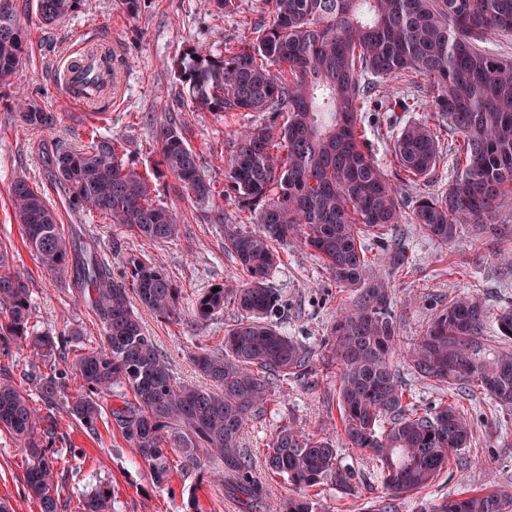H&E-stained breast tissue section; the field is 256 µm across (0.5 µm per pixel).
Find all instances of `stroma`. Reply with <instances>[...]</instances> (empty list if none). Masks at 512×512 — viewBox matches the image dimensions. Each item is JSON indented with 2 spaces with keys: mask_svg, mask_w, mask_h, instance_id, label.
<instances>
[{
  "mask_svg": "<svg viewBox=\"0 0 512 512\" xmlns=\"http://www.w3.org/2000/svg\"><path fill=\"white\" fill-rule=\"evenodd\" d=\"M17 7L29 32V48L16 72L0 80V248L7 251L12 269L27 284L31 322L38 330L77 327L88 341L100 336L96 318L78 298L71 278L49 274L25 246L9 197V185L19 175L44 190L56 209L62 233L93 242L101 256L111 261L114 273H121L128 253L139 250L164 267L182 290L183 316L164 321L146 312L142 315L144 327L176 377L203 384L192 355L199 344L221 343L239 312L228 305L217 319L200 322L190 311L199 293L238 274L235 256L224 248V224L240 221L235 198L225 192V162L234 131L264 123L265 117L260 112L221 113L193 107L171 64L192 47L219 57L226 48L244 45L269 21L268 4L266 0H232L220 10L213 0H139L138 11L129 15L120 9L118 0H84L77 12L49 28L40 24L35 0H17ZM95 44L111 51L116 78L110 95L85 108L66 100L56 75L67 61ZM391 92L411 101L412 110L365 115L370 123L371 155L387 170L393 167L397 131L405 124L433 118L427 106L429 88L400 83ZM21 94L59 116L52 134L27 130L17 122L14 108ZM172 115L181 119L184 139L218 191L215 202L224 214L223 225L203 219L175 179L158 164L153 130ZM91 127L125 140L129 157L148 177L159 203L180 216L185 238L146 246L125 228L86 223L82 215L67 208L63 192L44 162L42 144L50 138L62 148L76 147ZM457 138L454 131H440V160L434 173L420 185L399 186L403 203L451 184ZM394 246L408 257L402 269L387 272L401 336L418 335L435 308L460 293L477 297L494 313L512 307V273L504 271L500 260L501 255L512 254V226L493 233L468 224L460 227L455 240L443 243L428 237L418 225L405 222L391 235L369 242L374 271L384 270L383 260ZM270 285L281 296L277 326L310 352L313 373L275 386L263 410L250 419L244 444L251 450L253 466L262 469L264 450L281 427L330 434L342 465L355 474L356 490L346 495L328 484L312 488L318 512H370L380 495L375 463L347 443L336 395V371L324 359L325 341L336 313L353 304L356 291L337 285L313 251L295 239L283 249ZM397 374L410 402L419 407L455 401L468 409L473 439L470 448L452 457L449 469L431 485L417 494L396 498L395 512H432L436 505L464 490L497 485L512 492V413L479 391L417 380L405 364H398ZM54 437V445L61 451L58 471L64 512H79L84 499L99 487L111 490L113 512H243L207 471L188 476L176 472L168 485H156L147 467L108 422H99L92 433L62 410L56 414ZM24 468L17 443L0 433V502L10 505V512H40L38 501L27 492Z\"/></svg>",
  "mask_w": 512,
  "mask_h": 512,
  "instance_id": "35a3bbf8",
  "label": "stroma"
}]
</instances>
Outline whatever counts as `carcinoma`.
Returning <instances> with one entry per match:
<instances>
[{"instance_id": "1", "label": "carcinoma", "mask_w": 512, "mask_h": 512, "mask_svg": "<svg viewBox=\"0 0 512 512\" xmlns=\"http://www.w3.org/2000/svg\"><path fill=\"white\" fill-rule=\"evenodd\" d=\"M82 0H36V14L51 27L76 11ZM271 19L248 44L214 59L197 48L173 63L191 103L221 112H270L278 124L236 133L226 166L227 192L256 224L224 226V247L238 261L239 278L208 288L192 306L194 319L209 321L228 304L239 319L217 348L194 353L197 371L210 381L181 382L145 332L141 307L161 319L178 316L181 289L146 253L125 257L121 275L97 249L62 234L44 192L24 176L9 191L23 239L52 275L68 274L77 295L98 322V342L85 344L77 328L36 332L30 323L28 288L0 250V353L24 349L35 358L57 360L53 374L0 377V432L18 444L27 462L25 483L41 512H60L57 465L52 447L54 411L65 407L93 431L103 415L147 467L167 485L171 473L204 467L247 509L263 502L277 478L294 494L271 505L274 512H316L307 490L329 483L345 494L355 474L341 465L334 441L284 426L264 451L263 471L253 467L241 443L251 416L273 388L311 373V359L272 317L280 296L269 277L288 240L301 238L343 287L357 289L352 306L336 313L325 342V358L336 367L338 403L350 447L376 461L382 500L375 512H392L391 501L429 486L451 457L473 438L465 410L446 403L418 408L408 402L394 358L417 379L462 385L512 411V308L495 316L507 345L490 361L479 356L490 315L470 295H457L436 310L418 335L406 340L391 311L392 291L373 273L364 239L408 219L447 243L464 224L512 221L502 212L512 198V59L487 55L480 45L499 33L512 34V0H269ZM28 30L17 2L0 13V79L11 76L28 49ZM71 61L59 80L77 94L99 96L112 87V56L97 62L89 84H70ZM369 74L374 81L361 80ZM418 80L432 92L430 107L447 128L461 134L464 164L442 192L419 195L403 211L394 181L425 180L439 162L435 126L405 125L394 140V171L377 164L368 149L361 113L372 103L393 112L410 105L390 101L389 87ZM26 127L52 132L57 115L36 100L18 98ZM73 150L46 149V162L69 208L94 214L156 245L182 237L177 214L154 199L148 179L127 158L117 136L92 131ZM160 165L181 187L194 209L211 211L215 187L198 164L177 124L154 129ZM77 395L64 398L66 381ZM33 383L43 408L30 404ZM110 396L115 404L103 407ZM512 497L495 489L461 492L435 512H509ZM82 512H112L102 488Z\"/></svg>"}]
</instances>
